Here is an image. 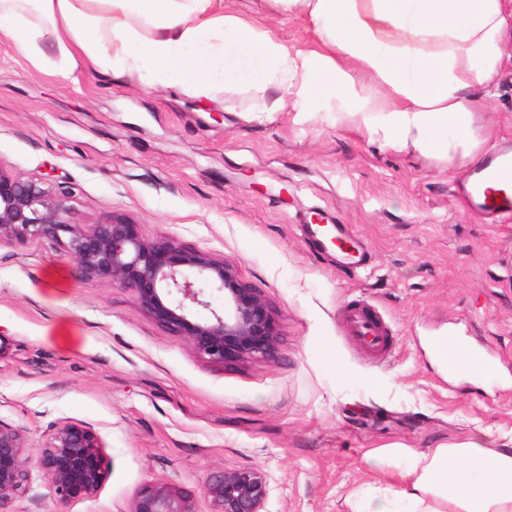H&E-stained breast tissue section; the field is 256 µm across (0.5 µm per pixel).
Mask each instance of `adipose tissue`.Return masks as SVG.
Instances as JSON below:
<instances>
[{
    "mask_svg": "<svg viewBox=\"0 0 512 512\" xmlns=\"http://www.w3.org/2000/svg\"><path fill=\"white\" fill-rule=\"evenodd\" d=\"M303 22L275 36L225 0H0V45L64 79L93 71L249 115L339 114L369 141L478 164L474 126L512 55V0H261ZM512 512V448L411 453L397 486L353 512Z\"/></svg>",
    "mask_w": 512,
    "mask_h": 512,
    "instance_id": "1",
    "label": "adipose tissue"
}]
</instances>
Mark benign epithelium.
<instances>
[{"label": "benign epithelium", "mask_w": 512, "mask_h": 512, "mask_svg": "<svg viewBox=\"0 0 512 512\" xmlns=\"http://www.w3.org/2000/svg\"><path fill=\"white\" fill-rule=\"evenodd\" d=\"M68 195L0 166V244L51 241L64 247L80 276L129 290L144 314L213 362L273 356L274 312L232 266L174 239L148 240L123 213L112 211L86 227L67 204ZM207 288L224 294V311L211 308ZM200 307L211 316L198 318ZM33 463L63 501L94 496L108 474L104 443L86 424L57 425L33 459L20 431L0 423V512H15ZM201 493L211 512H265L270 487L258 469L223 468L207 475ZM129 512L197 509L194 496L180 487L152 482L136 491Z\"/></svg>", "instance_id": "benign-epithelium-1"}]
</instances>
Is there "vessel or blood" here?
<instances>
[{
  "instance_id": "b4317fda",
  "label": "vessel or blood",
  "mask_w": 512,
  "mask_h": 512,
  "mask_svg": "<svg viewBox=\"0 0 512 512\" xmlns=\"http://www.w3.org/2000/svg\"><path fill=\"white\" fill-rule=\"evenodd\" d=\"M468 199L491 221L512 215V152L501 150L489 158L473 178ZM301 231L320 247H335L342 262L351 268L363 267L368 260L367 252L352 239L344 225L305 223ZM344 320L347 334L363 351L379 355L387 350L390 338L366 308L348 307Z\"/></svg>"
}]
</instances>
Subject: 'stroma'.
I'll list each match as a JSON object with an SVG mask.
<instances>
[{"label":"stroma","instance_id":"1","mask_svg":"<svg viewBox=\"0 0 512 512\" xmlns=\"http://www.w3.org/2000/svg\"><path fill=\"white\" fill-rule=\"evenodd\" d=\"M486 149L512 142V58L482 100ZM0 165L70 191L84 224L116 211L232 265L273 309L270 358L210 361L132 294L78 276L59 245H0V422L29 453L60 423L102 438L108 475L61 501L38 468L17 512H128L166 481L196 497L216 469L268 478L266 512H350L351 492L394 484L409 453L512 438V222L459 198L469 168L367 141L339 120L199 111L190 97L89 74L37 71L0 47ZM346 225L370 255L348 272L302 218ZM369 305L381 358L344 330ZM451 334L495 369L450 380L425 341Z\"/></svg>","mask_w":512,"mask_h":512}]
</instances>
